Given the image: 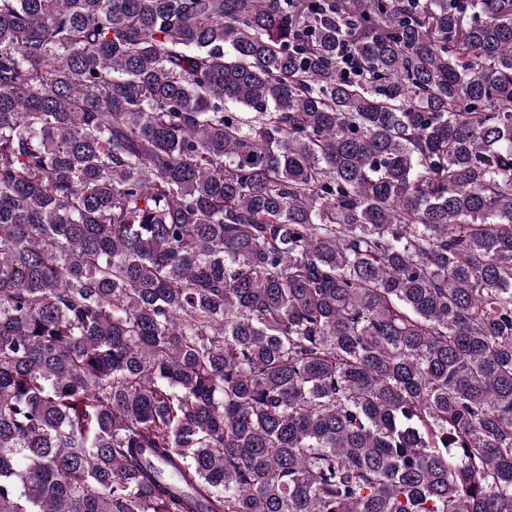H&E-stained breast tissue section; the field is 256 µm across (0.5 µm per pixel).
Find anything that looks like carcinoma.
Masks as SVG:
<instances>
[{
	"label": "carcinoma",
	"instance_id": "obj_1",
	"mask_svg": "<svg viewBox=\"0 0 512 512\" xmlns=\"http://www.w3.org/2000/svg\"><path fill=\"white\" fill-rule=\"evenodd\" d=\"M0 512H512V0H0Z\"/></svg>",
	"mask_w": 512,
	"mask_h": 512
}]
</instances>
